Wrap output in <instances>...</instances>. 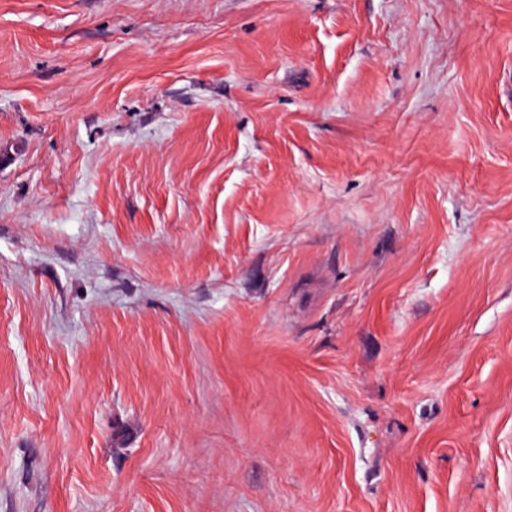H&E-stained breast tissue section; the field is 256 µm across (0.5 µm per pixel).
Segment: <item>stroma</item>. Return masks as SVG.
<instances>
[{
	"instance_id": "obj_1",
	"label": "stroma",
	"mask_w": 512,
	"mask_h": 512,
	"mask_svg": "<svg viewBox=\"0 0 512 512\" xmlns=\"http://www.w3.org/2000/svg\"><path fill=\"white\" fill-rule=\"evenodd\" d=\"M0 512H512V0H0Z\"/></svg>"
}]
</instances>
